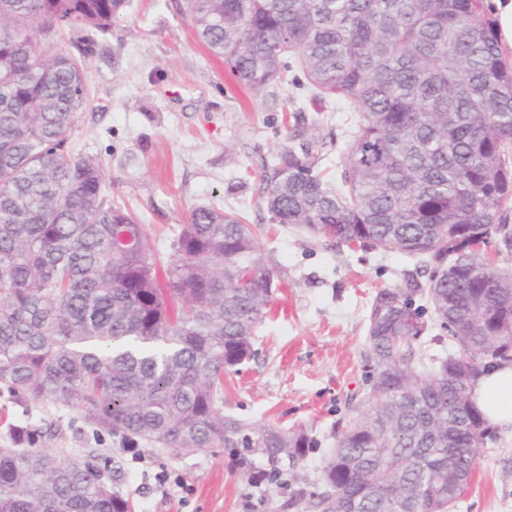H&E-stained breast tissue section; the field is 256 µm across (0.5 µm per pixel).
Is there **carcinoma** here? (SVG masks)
<instances>
[{"label": "carcinoma", "instance_id": "carcinoma-1", "mask_svg": "<svg viewBox=\"0 0 512 512\" xmlns=\"http://www.w3.org/2000/svg\"><path fill=\"white\" fill-rule=\"evenodd\" d=\"M130 0H0V397L73 407L127 448H240L265 479L305 480L317 441L224 414V370L253 354L277 271L256 229L192 209L159 279L148 227L106 199L98 160L70 148L88 103L86 58ZM206 49L257 94L296 68L314 98L349 104L336 178L320 122L293 113L265 167L271 219L340 247L426 255L433 268L380 290L368 314L376 397L336 437L314 512H450L493 438L476 380L512 362V65L486 0H185ZM79 36L72 56L60 29ZM423 299L451 348L429 358ZM0 448V512H129L88 457Z\"/></svg>", "mask_w": 512, "mask_h": 512}]
</instances>
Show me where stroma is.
Here are the masks:
<instances>
[{"mask_svg": "<svg viewBox=\"0 0 512 512\" xmlns=\"http://www.w3.org/2000/svg\"><path fill=\"white\" fill-rule=\"evenodd\" d=\"M89 101L75 145L101 161L107 195L150 229L169 262L180 224L197 206L217 205L256 225L258 244L279 277L271 310L254 332V356L224 377V412L254 427L302 429L318 445L302 466L309 484L350 416L374 403L365 379L367 316L376 293L426 279V256L339 248L271 220L262 167L288 135V118L323 113L334 153L346 148L348 108L315 101L284 83L257 94L197 38L185 0H131L86 61ZM41 432V447L87 455L126 499L131 512H308L291 510L292 487L254 486L250 471L265 458L230 448L179 453L150 443L124 448L119 436L95 434L71 408L22 409L0 398V448L11 429ZM453 512H512V433L498 432L481 451Z\"/></svg>", "mask_w": 512, "mask_h": 512, "instance_id": "obj_1", "label": "stroma"}]
</instances>
